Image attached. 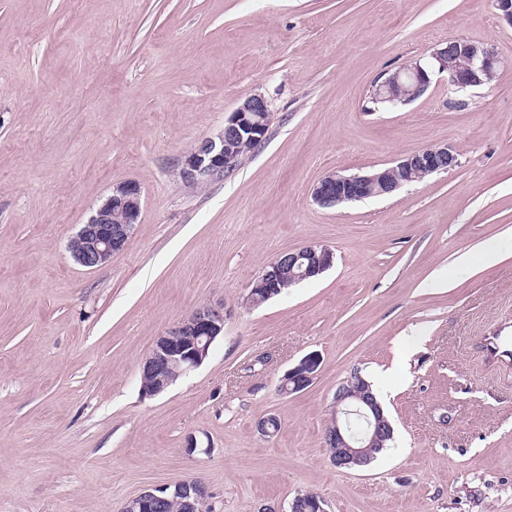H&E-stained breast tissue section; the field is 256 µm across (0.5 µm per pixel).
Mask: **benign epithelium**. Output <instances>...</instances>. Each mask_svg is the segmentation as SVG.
I'll list each match as a JSON object with an SVG mask.
<instances>
[{
  "instance_id": "1",
  "label": "benign epithelium",
  "mask_w": 512,
  "mask_h": 512,
  "mask_svg": "<svg viewBox=\"0 0 512 512\" xmlns=\"http://www.w3.org/2000/svg\"><path fill=\"white\" fill-rule=\"evenodd\" d=\"M499 60L494 50L483 43L452 39L430 53V60L415 61L392 73L376 85L375 101L407 104L430 87L436 74H446L448 88L464 89L490 84L496 76ZM268 102L260 95L246 98L224 124L218 139H206L185 159L184 176L193 183L200 178L233 169L240 157L265 139L269 126ZM458 165L456 150L450 145L431 146L403 157L395 165L365 174H328L312 187L314 202L323 207L359 201L369 196H388L403 185L423 176L447 172ZM141 213V187L135 181L117 186L106 201L82 225L70 240L69 250L83 267L98 268L121 252L138 223ZM334 262L331 249L306 245L279 254L265 268L263 296L254 298L257 306L296 285L317 278ZM224 332V306L205 305L176 326L157 337L140 366L142 392L157 395L171 381L161 374L174 369L179 374L202 365L213 343ZM315 364L305 361L290 369L281 382L285 394L297 393L312 382ZM336 408L350 405L365 421L363 431L355 435L334 419L328 433L335 446L332 461L338 468H361L376 457L375 451L393 437V426L371 385L362 377L348 378L337 389ZM201 485L196 480H181L162 488H151L128 501L124 512H156L166 503L177 500L181 512H200Z\"/></svg>"
}]
</instances>
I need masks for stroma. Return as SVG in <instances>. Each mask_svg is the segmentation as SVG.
<instances>
[{
    "instance_id": "35a3bbf8",
    "label": "stroma",
    "mask_w": 512,
    "mask_h": 512,
    "mask_svg": "<svg viewBox=\"0 0 512 512\" xmlns=\"http://www.w3.org/2000/svg\"><path fill=\"white\" fill-rule=\"evenodd\" d=\"M453 38L494 49L490 85L437 75L368 111L375 84ZM255 94L265 141L187 183L186 155ZM444 144L457 167L392 195L311 197L328 173ZM128 181L142 209L125 249L79 265L69 240ZM305 245L333 267L252 307L263 268ZM487 246L497 264L462 265ZM204 305L223 306V337L143 395L156 337ZM496 336H512V24L495 0H0V512H123L192 478L208 512L302 494L325 512H512ZM308 358L312 383L282 393ZM355 372L394 446L344 469L325 435Z\"/></svg>"
}]
</instances>
